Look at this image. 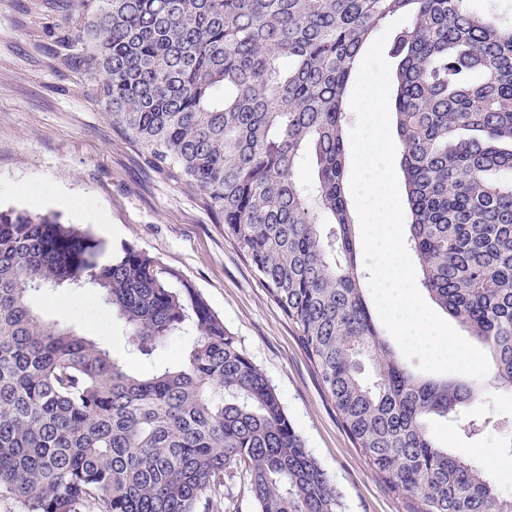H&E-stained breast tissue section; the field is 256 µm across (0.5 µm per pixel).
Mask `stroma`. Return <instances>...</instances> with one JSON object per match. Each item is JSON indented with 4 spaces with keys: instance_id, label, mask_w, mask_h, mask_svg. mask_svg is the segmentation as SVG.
I'll return each mask as SVG.
<instances>
[{
    "instance_id": "1",
    "label": "stroma",
    "mask_w": 512,
    "mask_h": 512,
    "mask_svg": "<svg viewBox=\"0 0 512 512\" xmlns=\"http://www.w3.org/2000/svg\"><path fill=\"white\" fill-rule=\"evenodd\" d=\"M72 20L47 0H0V208L58 215L88 227L106 249L132 245L170 273L173 287L195 288L225 329L275 387L284 409L341 494L343 512H407L342 426L297 330L256 272L224 237V226L200 195L149 169L139 145L113 131L99 83L56 61L57 36ZM49 319L93 336L138 374L176 366L190 337H171L158 362L132 353L119 322L96 290L59 288L32 301ZM488 425L463 435L435 418L428 428L441 446L487 469L500 494L512 497V452L503 425L512 395L481 391L468 408ZM198 512H258L247 478L234 469Z\"/></svg>"
}]
</instances>
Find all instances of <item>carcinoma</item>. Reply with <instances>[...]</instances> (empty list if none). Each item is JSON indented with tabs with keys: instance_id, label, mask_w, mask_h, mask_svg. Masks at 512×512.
Segmentation results:
<instances>
[{
	"instance_id": "carcinoma-1",
	"label": "carcinoma",
	"mask_w": 512,
	"mask_h": 512,
	"mask_svg": "<svg viewBox=\"0 0 512 512\" xmlns=\"http://www.w3.org/2000/svg\"><path fill=\"white\" fill-rule=\"evenodd\" d=\"M468 0H58L112 129L201 196L299 340L343 427L409 512H512L427 421L485 387L512 394V25ZM409 249L429 297L488 350L475 380L416 375L375 322L345 192V99L392 18ZM314 163L308 182L296 176ZM93 288L140 358L132 373L32 298ZM374 377L363 376L362 361ZM258 512H342L274 386L195 289L133 246L55 215L0 209V492L25 512H197L226 470ZM191 344V338L189 336L177 335L172 336L160 358L157 360V365L166 366H177L182 361L186 350Z\"/></svg>"
}]
</instances>
